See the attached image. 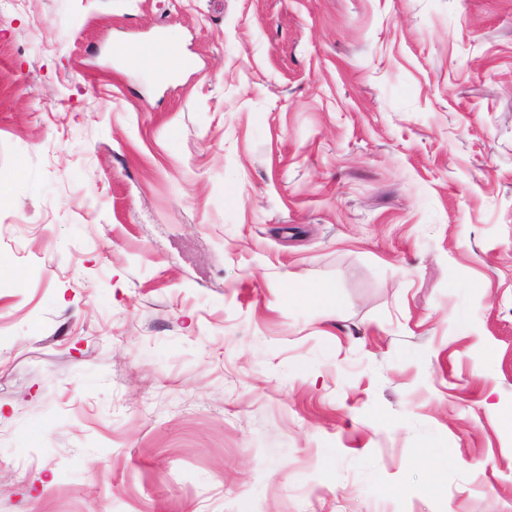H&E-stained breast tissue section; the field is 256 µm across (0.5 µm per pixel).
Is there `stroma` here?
I'll list each match as a JSON object with an SVG mask.
<instances>
[{
    "label": "stroma",
    "instance_id": "1",
    "mask_svg": "<svg viewBox=\"0 0 512 512\" xmlns=\"http://www.w3.org/2000/svg\"><path fill=\"white\" fill-rule=\"evenodd\" d=\"M0 176V512H512V0H0ZM452 455V448L442 447L439 444H432L424 448L415 449L417 461L429 469H436L447 463L448 458Z\"/></svg>",
    "mask_w": 512,
    "mask_h": 512
}]
</instances>
